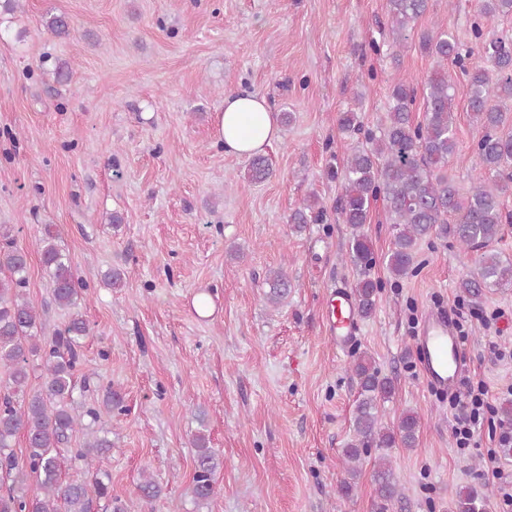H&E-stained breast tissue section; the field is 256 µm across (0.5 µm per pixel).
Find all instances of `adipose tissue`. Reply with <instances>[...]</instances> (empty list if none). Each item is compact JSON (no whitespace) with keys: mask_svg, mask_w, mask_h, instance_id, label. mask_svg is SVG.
Segmentation results:
<instances>
[{"mask_svg":"<svg viewBox=\"0 0 512 512\" xmlns=\"http://www.w3.org/2000/svg\"><path fill=\"white\" fill-rule=\"evenodd\" d=\"M219 138L230 155L251 156L278 138L277 121L265 98L256 93L225 96L217 115Z\"/></svg>","mask_w":512,"mask_h":512,"instance_id":"obj_1","label":"adipose tissue"}]
</instances>
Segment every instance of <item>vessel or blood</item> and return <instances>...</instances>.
<instances>
[{
    "label": "vessel or blood",
    "instance_id": "b4317fda",
    "mask_svg": "<svg viewBox=\"0 0 512 512\" xmlns=\"http://www.w3.org/2000/svg\"><path fill=\"white\" fill-rule=\"evenodd\" d=\"M358 308L347 288L340 287L326 295V333L330 341L348 348L355 338ZM419 368L436 389L454 388L462 369L463 350L454 325L445 310L428 311L421 320L417 336Z\"/></svg>",
    "mask_w": 512,
    "mask_h": 512
}]
</instances>
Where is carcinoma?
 Returning <instances> with one entry per match:
<instances>
[{"label": "carcinoma", "instance_id": "cac0c4a2", "mask_svg": "<svg viewBox=\"0 0 512 512\" xmlns=\"http://www.w3.org/2000/svg\"><path fill=\"white\" fill-rule=\"evenodd\" d=\"M430 0H388L391 17L389 33L393 41L406 37L415 22L429 9ZM470 22V35L489 67L468 68L470 50L451 32L438 26L419 34L420 48L436 64L425 83V115L413 118L417 87L412 79L393 84L392 103L385 118L374 128L365 126L359 113H340L339 128L349 134H364L366 145L357 149L343 170L329 166L327 177L342 178L344 193L336 206L337 220L352 228L346 259L360 269L352 287L359 313L368 318L376 306L381 285L369 277L373 250L361 231L367 223L371 203L383 197L395 229L393 247L386 256V267L396 280L414 272V249L418 242L451 239L464 256L477 255L474 271L457 284L460 296L478 303L493 287L512 286V262H503L489 249L502 224L512 219L503 212L500 197L512 185V131L504 132L506 112H512V37L491 33L484 22L499 14L512 13V0H476ZM46 28L56 36L71 32L68 17L53 14ZM460 70L468 87V111L481 128L474 153L476 175L466 193L448 176V162L455 154L456 127L452 109L454 87L448 67ZM270 174L263 156L251 159L245 179L257 184ZM324 209L318 200H309L290 215L298 230L323 221ZM41 261L54 283V301L64 309L76 305L86 283L74 271L68 254L51 234L39 240ZM0 373L7 376L0 394V483L10 482L0 493V512H91L95 500L105 499L107 512H127L120 500H112L104 474L95 470V458L112 448L103 416L124 411L120 394L105 390L98 407L75 401L74 376L81 366L78 348L89 327L75 314L52 342L43 347L36 340L37 313L26 300L28 253L16 246L11 228L0 225ZM288 276L274 273L270 299L288 297ZM352 369L358 379L354 438L342 449L347 477L337 493L349 496L356 486L361 457L368 448L415 446L420 415L413 410L402 413L397 428L383 425L381 404L393 399V381L381 375L375 362L365 353L355 355ZM40 371L42 384L28 390L31 373ZM23 435L26 451L14 450V441ZM193 496L205 502L214 494V475L218 469L215 453L203 435L196 436ZM69 449L70 467L80 475L62 479L60 449ZM373 480L376 485L377 512H387L389 503L401 497V486L391 465L380 457ZM35 479L42 496L29 497L25 484ZM139 499L148 503L160 497V486L145 477L138 485ZM490 490L468 485L456 495L453 512H485Z\"/></svg>", "mask_w": 512, "mask_h": 512}]
</instances>
